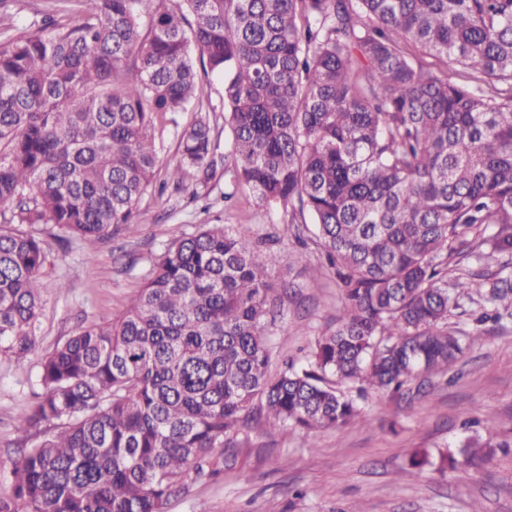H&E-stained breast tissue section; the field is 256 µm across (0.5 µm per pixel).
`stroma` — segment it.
I'll return each mask as SVG.
<instances>
[{
	"label": "stroma",
	"mask_w": 512,
	"mask_h": 512,
	"mask_svg": "<svg viewBox=\"0 0 512 512\" xmlns=\"http://www.w3.org/2000/svg\"><path fill=\"white\" fill-rule=\"evenodd\" d=\"M78 0H0V13L23 26L52 16L76 19ZM136 237H113L84 258L80 241L52 242L54 266L40 279L43 303L38 341L52 350L79 326L122 315L153 263L175 235L199 224H236L252 240L301 248L293 225L259 208L238 190L224 203V174L207 185L145 195ZM309 265L271 273L280 314L271 329L273 366L302 365L318 336L342 314L335 275L322 267L315 243L304 247ZM480 288L470 290L449 316L469 336L448 374L413 382L403 395L366 389L362 414L340 429L270 428L255 417L233 440L223 474L189 486L167 512H512V320L481 321L491 311ZM35 360L0 356V494L11 491L14 449L23 438L17 420L29 410ZM471 438L497 445L493 460L466 482L440 462ZM427 455L423 469L413 455Z\"/></svg>",
	"instance_id": "obj_1"
}]
</instances>
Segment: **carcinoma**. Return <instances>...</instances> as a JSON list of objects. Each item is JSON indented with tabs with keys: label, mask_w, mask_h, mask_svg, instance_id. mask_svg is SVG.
Segmentation results:
<instances>
[{
	"label": "carcinoma",
	"mask_w": 512,
	"mask_h": 512,
	"mask_svg": "<svg viewBox=\"0 0 512 512\" xmlns=\"http://www.w3.org/2000/svg\"><path fill=\"white\" fill-rule=\"evenodd\" d=\"M78 20L0 41V355L37 358L0 512H166L224 470L234 435L338 428L342 384L399 394L463 354L448 315L473 284L450 260L512 254V0H81ZM224 79L217 155L202 77ZM193 108L167 172L224 165L296 236L314 230L342 290L307 364L271 374L270 278L233 224L180 233L118 318L39 352L49 239L85 259L140 232L158 119ZM493 229L486 234L487 229ZM512 319V272L484 284ZM492 458L470 439L454 470Z\"/></svg>",
	"instance_id": "1"
}]
</instances>
